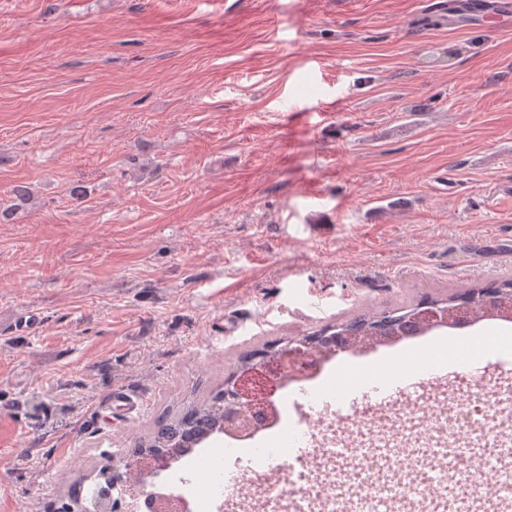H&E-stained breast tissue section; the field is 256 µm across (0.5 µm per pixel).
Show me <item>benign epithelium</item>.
Wrapping results in <instances>:
<instances>
[{
    "label": "benign epithelium",
    "instance_id": "obj_1",
    "mask_svg": "<svg viewBox=\"0 0 512 512\" xmlns=\"http://www.w3.org/2000/svg\"><path fill=\"white\" fill-rule=\"evenodd\" d=\"M448 311L442 307L420 306L412 317L431 327L447 323ZM329 336H305L290 340L280 347L270 345L252 354L235 372L224 380V389L210 406L219 413L224 434L233 438L253 435L256 426L250 409L256 405L273 406L271 396L282 385L274 378L270 368L277 365L290 380H301L312 370L333 356L382 342L381 336H349L339 327H330ZM168 469L164 454L153 450L142 456L129 457L123 467H112L116 483L142 477L140 490L154 500V512H174L176 495L166 486L162 473Z\"/></svg>",
    "mask_w": 512,
    "mask_h": 512
}]
</instances>
